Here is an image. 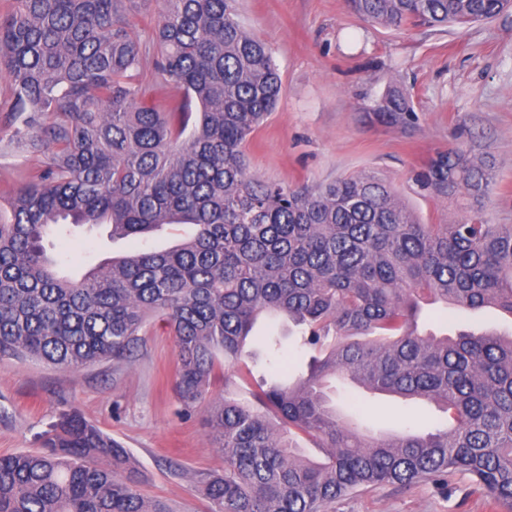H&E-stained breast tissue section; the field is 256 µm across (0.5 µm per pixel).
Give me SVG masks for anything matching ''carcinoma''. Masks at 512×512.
<instances>
[{
  "mask_svg": "<svg viewBox=\"0 0 512 512\" xmlns=\"http://www.w3.org/2000/svg\"><path fill=\"white\" fill-rule=\"evenodd\" d=\"M146 0H13L0 16V70L11 82L13 140L44 168L0 218V358L69 369L131 360L147 330L176 338L185 408L221 365L240 367L276 339L252 336L262 315L300 327L313 352L293 382L261 379L253 400L227 392L210 422L224 472L201 475L211 512H330L369 487L471 476L512 507V334L417 331L423 303L512 315V224L480 210L423 224L375 174L283 186L253 174L244 147L275 110L282 83L267 45L234 0H162L152 39ZM360 22L399 30L487 21L512 0H346ZM157 57L154 72L143 53ZM176 90L165 105L155 87ZM372 116L417 123L388 86ZM419 191L480 204L490 165L456 149L415 170ZM110 237L168 224L192 233L164 250L112 257L76 280L44 242L76 227ZM350 385L342 409L331 380ZM375 393L424 400L446 429L374 434L361 425ZM324 450L315 462L298 437ZM42 451L0 455V512H173L130 475L127 451L75 411L40 436ZM162 5L155 0L144 4L141 14L136 18L138 28L142 31L144 38L151 36L152 30L158 22Z\"/></svg>",
  "mask_w": 512,
  "mask_h": 512,
  "instance_id": "cac0c4a2",
  "label": "carcinoma"
}]
</instances>
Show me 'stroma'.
<instances>
[{"mask_svg": "<svg viewBox=\"0 0 512 512\" xmlns=\"http://www.w3.org/2000/svg\"><path fill=\"white\" fill-rule=\"evenodd\" d=\"M239 18L268 44L282 79L276 110L245 147L249 169L263 179L312 185L339 176L373 173L389 180L424 224H449L464 214L462 199L417 192L411 181L436 150L462 148L485 158L493 182L483 207L489 223L512 224V12L465 27L411 26L396 31L358 22L345 0H238ZM412 97L418 121L400 129L371 122L367 113L387 85ZM10 81L0 73V196L10 195L45 158L11 145ZM182 227L111 239L108 226L79 229L54 241L52 254L79 275L108 258L144 248L164 250ZM426 309L423 325L436 334L458 329L512 332V316L495 308L452 309L445 322ZM259 334L281 339L263 353L254 375L305 372L309 352L288 338L283 319L261 318ZM176 341L160 329L144 336L132 362L104 360L81 369L37 361L0 360V455L38 450L40 436L61 412L74 410L126 448L139 471L140 490L166 500L175 512H210L198 474L224 467L204 406L185 410L175 385ZM367 426L392 433L431 417L448 416L431 404L416 409L387 398L371 401ZM332 512H512L492 505L470 477L444 483L369 488L336 501Z\"/></svg>", "mask_w": 512, "mask_h": 512, "instance_id": "35a3bbf8", "label": "stroma"}]
</instances>
